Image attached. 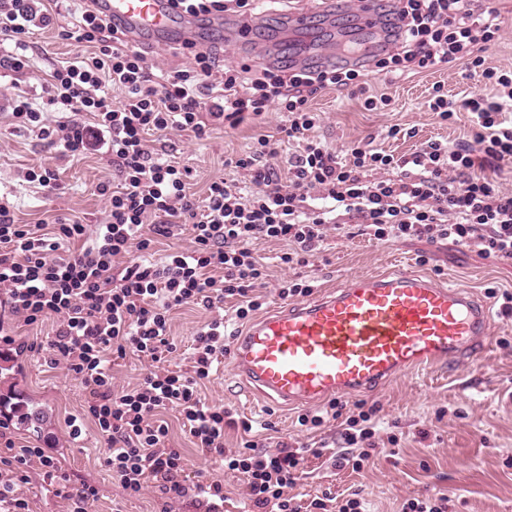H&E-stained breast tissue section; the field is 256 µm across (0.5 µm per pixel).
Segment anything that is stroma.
I'll return each instance as SVG.
<instances>
[{
  "mask_svg": "<svg viewBox=\"0 0 512 512\" xmlns=\"http://www.w3.org/2000/svg\"><path fill=\"white\" fill-rule=\"evenodd\" d=\"M310 4L311 0H258L255 10L244 16L252 25V34L242 44L226 29L204 26L199 37L207 45L223 47L224 61L234 66L257 71L275 62L288 64L294 49L281 40L286 19ZM493 5L499 13L501 31L485 54L486 64L509 71L512 0H494ZM356 6V0H335L329 9L315 15L312 35L318 46L337 53L343 45L368 42L357 22ZM77 51L75 43L58 38L55 28L37 29L29 38L28 71L17 75L0 70V202L12 206L23 224L49 222L60 215L95 224L104 216L105 201L95 187L112 176L109 155L100 151L74 158L61 155L10 118L8 92L19 88L33 102L43 103L46 74ZM437 82L452 95L471 85L457 63L391 82L369 80L370 94L391 97L392 104L385 111L365 110L364 97L349 91L323 90L310 102L320 115L313 134L335 151L372 137L379 147L396 155L412 152L429 140L452 145L469 139L467 113L445 124L427 108L428 94ZM285 119V113L273 110L254 124L244 123L230 130L217 128L201 139L190 132H174L152 140L151 145L191 169V188L201 198L210 182L234 178V171L224 166L225 158L249 151L259 136H277ZM394 125L406 129V136L389 137L387 131ZM39 166L57 170L60 190L24 181L26 169ZM286 249L284 242L275 240L263 242L257 249L267 267V283L262 288L267 307L279 305L276 288L286 278H303L318 294L355 275L371 276L411 266L440 284L468 287L487 301L494 332L492 346L482 365L460 362L453 367L426 368L404 374L375 392L347 398V405L377 409V455L359 471L339 470L334 465L339 422L318 428L299 425V414L321 413L324 404L303 410L266 406L234 372L230 357H223L210 382L203 386L202 396L208 403L224 404L252 425L248 433L239 427L226 429V447L238 448L250 439L265 446L285 443L298 449L304 467L291 493L306 504L317 498L341 500L356 493L366 502L367 512H400L408 500L438 494L448 497L449 512H512V316L502 314L496 299L499 292H512V265L485 259L473 246L424 240L383 243L365 235L335 231L330 232L324 250L309 266L293 269L281 265L279 257ZM212 317V312L201 308L173 312L170 334L177 346L173 364L187 366L196 332ZM54 330L50 320L31 326L14 324L7 308L0 306V350L14 356L19 389L34 402L47 405L52 413L51 424L41 435H32L2 418L0 432L18 444L51 449L60 461L61 475L76 484L96 486L99 499L93 512H160L161 500L154 491L127 497L104 462L94 428H87L75 441L66 436L64 421L81 416L85 392L79 381L45 363L43 346ZM164 418L170 425L171 447L180 449L187 459V483L223 481L224 504L219 512H251L253 504L244 477L224 469L221 462L200 456L174 413H165Z\"/></svg>",
  "mask_w": 512,
  "mask_h": 512,
  "instance_id": "obj_1",
  "label": "stroma"
}]
</instances>
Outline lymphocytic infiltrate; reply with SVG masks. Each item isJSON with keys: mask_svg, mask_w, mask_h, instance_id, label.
Here are the masks:
<instances>
[{"mask_svg": "<svg viewBox=\"0 0 512 512\" xmlns=\"http://www.w3.org/2000/svg\"><path fill=\"white\" fill-rule=\"evenodd\" d=\"M375 2L383 45L364 63L268 66L247 79L221 65L216 51L189 42L183 46L189 65L153 69L141 50L123 44L118 29L88 8L76 23L58 26L43 0H0V41L17 48L0 58V67L27 70L26 40L41 26H56L61 40L93 48L53 70L45 108L13 93L14 120L68 156L106 146L119 179L97 184L107 207L92 228L62 218L20 224L1 203L0 296L17 323L53 320L47 364L82 385L84 414L97 426L105 463L124 491L138 497L156 489L163 512H172V503L188 492L184 457L167 445L169 426L160 417L167 410L178 413L197 452L244 476L261 512L270 506L302 512L285 495L298 479L301 454L284 445L225 447L224 430L237 421L199 393L224 354L226 299L236 300L241 321L262 306L255 293L267 277L257 255L261 242H286L281 263L307 265L336 216L374 240H448L512 264V192L500 190L490 176L512 162V71L488 67L484 58L501 30L497 10L488 0ZM442 63L461 64L494 89L486 95L469 88L452 98L441 84L432 87L429 110L444 122L469 113L471 142L451 149L428 141L397 156L368 142L339 153L312 137L318 115L310 101L320 91L346 89L363 95L366 110H383L391 99L368 94V77L388 80ZM273 106L287 115L279 139L260 136L252 151L227 159L243 183L217 179L201 199L190 191V169L147 145L149 135L172 130L200 139L218 127L261 119ZM48 110L59 120L47 123ZM83 112L90 121L80 120ZM285 142L296 146L286 157L280 153ZM181 226L187 246L173 249L162 263L150 262L156 237H171ZM187 306L214 316L192 340L190 369H173L170 315ZM129 352L152 368L137 387L119 392L112 357ZM332 408L344 420L336 465L361 469L371 457L365 443L375 434L376 410L346 416L343 403ZM33 470L52 488L59 512H88L98 499L93 486L59 483L56 460L44 449L17 446L0 433V512H29L23 487Z\"/></svg>", "mask_w": 512, "mask_h": 512, "instance_id": "f902f5d3", "label": "lymphocytic infiltrate"}]
</instances>
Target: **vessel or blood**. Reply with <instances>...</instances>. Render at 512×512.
Returning a JSON list of instances; mask_svg holds the SVG:
<instances>
[{
	"mask_svg": "<svg viewBox=\"0 0 512 512\" xmlns=\"http://www.w3.org/2000/svg\"><path fill=\"white\" fill-rule=\"evenodd\" d=\"M131 46L194 40L198 21L170 0H96ZM488 304L410 268L355 276L312 301L278 307L236 337L235 371L274 406L309 405L377 389L416 368L481 361Z\"/></svg>",
	"mask_w": 512,
	"mask_h": 512,
	"instance_id": "obj_1",
	"label": "vessel or blood"
}]
</instances>
